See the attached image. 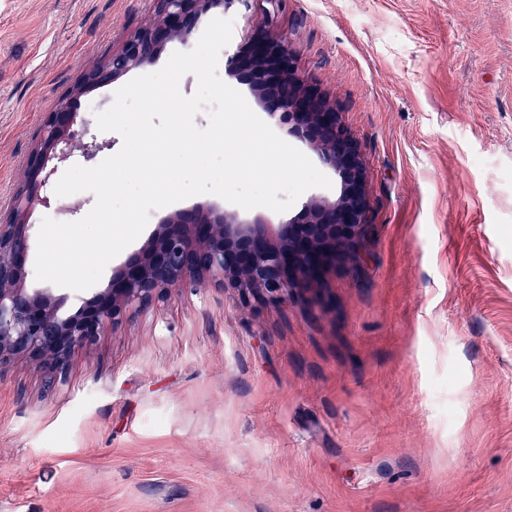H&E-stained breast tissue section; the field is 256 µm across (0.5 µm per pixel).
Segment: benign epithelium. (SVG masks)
Returning <instances> with one entry per match:
<instances>
[{
	"mask_svg": "<svg viewBox=\"0 0 512 512\" xmlns=\"http://www.w3.org/2000/svg\"><path fill=\"white\" fill-rule=\"evenodd\" d=\"M153 2L151 14L125 37L112 58L87 70L42 120L9 219L0 220V362L27 355L50 373L62 374L74 347L117 325L124 312L146 308L173 288L210 281L235 288L244 298L260 291L279 297L321 280L338 245H347L354 259H360L369 202L358 146L334 105L297 76L288 38L273 37L255 24L248 55H224L225 68H245L252 92L271 102L270 120L339 178V195L314 197L288 222L278 225L260 217L242 219L218 208L205 213L175 212L158 225L146 248L112 272L108 288L81 298L73 312L65 309L67 297L49 288L26 287L27 217L36 204L51 205L46 189L53 170L47 169V163L52 158L64 161L76 149L92 159L105 148L83 141L74 129L77 96L153 62L167 42L189 43L202 17L236 4L246 7L249 0Z\"/></svg>",
	"mask_w": 512,
	"mask_h": 512,
	"instance_id": "7a95c632",
	"label": "benign epithelium"
}]
</instances>
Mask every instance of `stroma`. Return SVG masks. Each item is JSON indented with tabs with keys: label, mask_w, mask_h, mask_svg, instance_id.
Here are the masks:
<instances>
[{
	"label": "stroma",
	"mask_w": 512,
	"mask_h": 512,
	"mask_svg": "<svg viewBox=\"0 0 512 512\" xmlns=\"http://www.w3.org/2000/svg\"><path fill=\"white\" fill-rule=\"evenodd\" d=\"M150 0H0V216L45 113ZM363 158L362 261L172 290L49 380L0 365V512H512V0H252ZM153 63L87 91L114 93ZM151 211L113 269L173 210Z\"/></svg>",
	"instance_id": "obj_1"
}]
</instances>
